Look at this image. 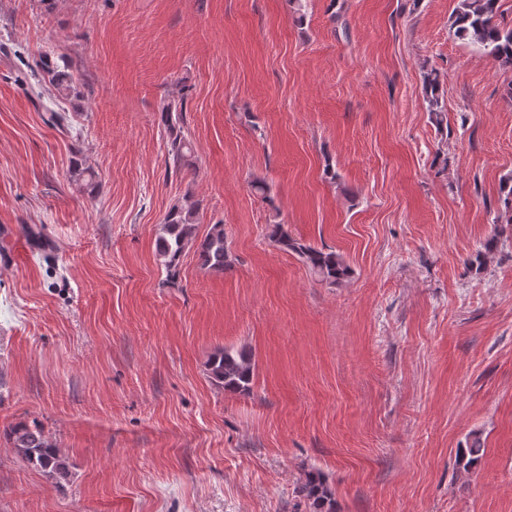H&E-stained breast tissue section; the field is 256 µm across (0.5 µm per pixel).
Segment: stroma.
<instances>
[{
    "label": "stroma",
    "mask_w": 512,
    "mask_h": 512,
    "mask_svg": "<svg viewBox=\"0 0 512 512\" xmlns=\"http://www.w3.org/2000/svg\"><path fill=\"white\" fill-rule=\"evenodd\" d=\"M459 3L0 0V512H309L310 470L337 512H512V68L456 35ZM46 52L81 82L64 133ZM182 90L195 166L170 175ZM189 201L232 264L190 249L170 282L156 238ZM275 222L348 277L310 275ZM221 347L248 394L210 378ZM33 420L66 478L5 439ZM439 90V76L432 71L427 73L423 83L424 98L428 103V112H430L433 119H435V123L440 126L443 122L442 112H445V110L441 102L442 97L440 96ZM208 367L211 378L221 384L225 390L234 392L250 390L251 364L242 352L221 349L210 359Z\"/></svg>",
    "instance_id": "stroma-1"
}]
</instances>
